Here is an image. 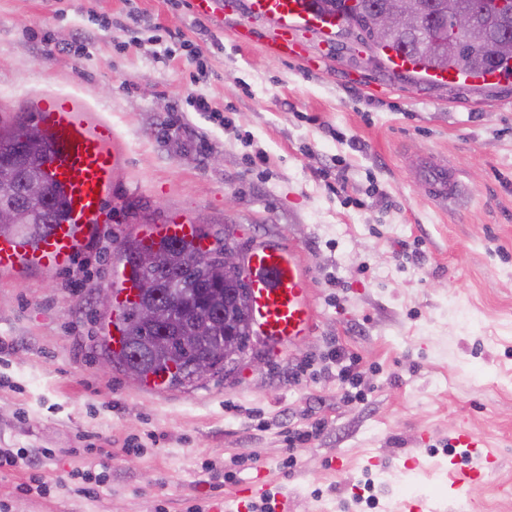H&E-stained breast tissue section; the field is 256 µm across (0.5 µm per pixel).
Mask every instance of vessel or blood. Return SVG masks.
I'll return each mask as SVG.
<instances>
[{"label":"vessel or blood","instance_id":"1","mask_svg":"<svg viewBox=\"0 0 512 512\" xmlns=\"http://www.w3.org/2000/svg\"><path fill=\"white\" fill-rule=\"evenodd\" d=\"M250 11L276 19L279 30L274 49L286 58L302 53L300 32L309 28L329 31L340 24L339 18L319 12L310 0H250ZM433 77L439 82L463 84L501 79L497 72L480 77L455 70L437 71ZM36 109L49 142L45 171L63 194L67 219L52 225L34 242L14 234H0L1 273L69 268L105 220L104 202L112 173L123 153L122 142L111 122L89 117L86 104L78 97L58 95L41 99ZM422 175L437 204H447L449 195L457 191L458 180L448 165L424 164ZM142 236L149 241L165 237L195 241L201 238L198 226L185 221L150 225ZM249 268L251 312L268 347L278 351L312 335L316 312L310 277L296 250L281 244L255 247L249 254ZM455 442L474 460L473 466L461 468L460 482L482 479L483 440L462 432Z\"/></svg>","mask_w":512,"mask_h":512}]
</instances>
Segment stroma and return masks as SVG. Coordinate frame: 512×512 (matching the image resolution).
I'll return each mask as SVG.
<instances>
[{"mask_svg": "<svg viewBox=\"0 0 512 512\" xmlns=\"http://www.w3.org/2000/svg\"><path fill=\"white\" fill-rule=\"evenodd\" d=\"M214 8L0 0V123L36 124L39 98L75 95L123 144L106 221L72 267L0 274V448L52 451L0 470V512H188L217 498L233 512L258 480L275 512H454L464 496L472 512H512V78L426 80L340 27L279 57L248 0ZM427 160L457 175L447 205L420 189ZM169 218L245 254L295 246L313 335L185 387L106 366L100 295L119 245ZM335 345L359 357L365 401L347 398ZM313 422L318 438L288 445ZM463 428L498 464L455 488L449 442ZM88 472L104 478L90 497Z\"/></svg>", "mask_w": 512, "mask_h": 512, "instance_id": "1", "label": "stroma"}]
</instances>
